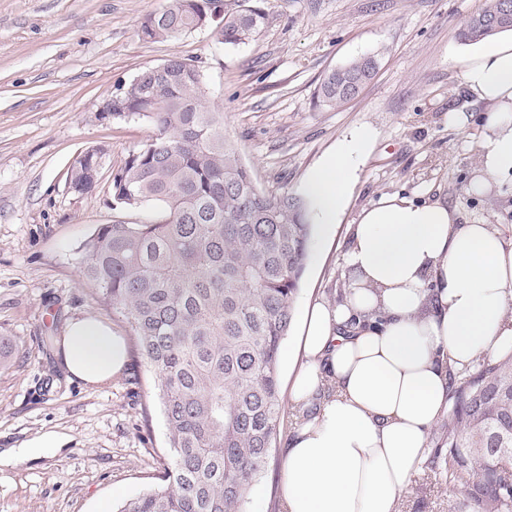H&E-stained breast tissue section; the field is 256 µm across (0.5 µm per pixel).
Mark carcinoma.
<instances>
[{"mask_svg":"<svg viewBox=\"0 0 512 512\" xmlns=\"http://www.w3.org/2000/svg\"><path fill=\"white\" fill-rule=\"evenodd\" d=\"M506 0H488L461 30L467 41L512 31ZM260 8L226 0H166L140 22L142 39H177L203 24L238 45L264 25ZM378 67L364 55L329 72L316 99L347 101ZM152 135L112 176V207L149 208L145 224L99 225L80 275L120 310L155 377L166 428L160 483L117 512H244L281 425V348L311 235L307 203L259 189L209 108L204 75L181 58L142 70L102 103ZM71 187L90 193L87 165ZM448 433L433 448L437 475L462 492L458 512H512V355L483 358L450 386Z\"/></svg>","mask_w":512,"mask_h":512,"instance_id":"carcinoma-1","label":"carcinoma"}]
</instances>
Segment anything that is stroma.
<instances>
[{"mask_svg":"<svg viewBox=\"0 0 512 512\" xmlns=\"http://www.w3.org/2000/svg\"><path fill=\"white\" fill-rule=\"evenodd\" d=\"M258 7L254 41L224 44L213 28L147 42L141 20L165 0H0V337L15 351L0 364V512H97L114 487L135 497L153 486L165 446L152 379L136 345L105 386L67 380L54 344L69 320L130 327L79 277L81 246L101 224L147 222L149 210L113 208L112 175L147 141L137 118H103L102 103L145 68L179 57L199 66L224 136L265 191L301 195L303 178L342 136L375 134L349 205L330 239L312 232L294 301L341 295L350 226L382 196L441 201L467 224L512 235V183L482 196L466 185L478 164L481 114L452 58L458 31L485 0H227ZM375 53L379 67L353 99L316 103L328 71ZM467 126L449 122L452 112ZM97 150L98 188H68L75 158ZM59 448L20 456L41 434ZM281 448L256 482L246 512H280ZM457 491L431 466L401 497L402 512H454Z\"/></svg>","mask_w":512,"mask_h":512,"instance_id":"stroma-1","label":"stroma"}]
</instances>
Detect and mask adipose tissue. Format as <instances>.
I'll return each instance as SVG.
<instances>
[{
  "mask_svg": "<svg viewBox=\"0 0 512 512\" xmlns=\"http://www.w3.org/2000/svg\"><path fill=\"white\" fill-rule=\"evenodd\" d=\"M473 104H485L479 167L470 194L512 177V33L459 50ZM375 136L358 128L304 179L311 220H342ZM439 201L387 195L361 212L344 254L338 300L302 312L283 448V512H399L448 410L452 375L480 358L512 354V237L463 224ZM60 364L68 378L109 383L123 369V337L93 318L68 323Z\"/></svg>",
  "mask_w": 512,
  "mask_h": 512,
  "instance_id": "1",
  "label": "adipose tissue"
}]
</instances>
